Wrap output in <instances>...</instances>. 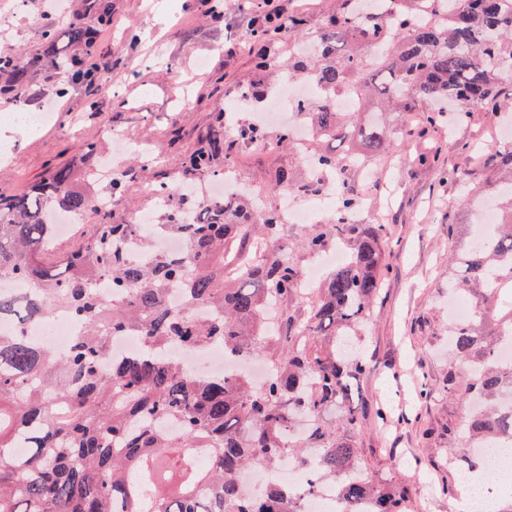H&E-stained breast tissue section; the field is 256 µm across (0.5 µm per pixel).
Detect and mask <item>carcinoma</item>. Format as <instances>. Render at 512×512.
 Wrapping results in <instances>:
<instances>
[{
	"mask_svg": "<svg viewBox=\"0 0 512 512\" xmlns=\"http://www.w3.org/2000/svg\"><path fill=\"white\" fill-rule=\"evenodd\" d=\"M396 13L386 20L356 0L329 15L313 52H295L289 74L322 91L314 104L295 114L312 126L316 165L336 173V211L330 224H316L302 238L309 252H322L336 239L352 246L310 296L298 294L299 264L281 252L282 224L273 209L259 210L254 199L283 187L319 192L312 177L278 170L273 183L220 204L179 200L163 217L167 233L188 245L180 254L135 260L125 241L140 231L150 250V224L115 223L112 211L93 208V196L77 183L75 169L57 163L20 192L0 189V280L32 284L27 302L0 296V317L22 328L65 310L86 323V332L57 358L21 332L0 334V512H303L302 501L272 483L247 497L240 476L249 468H272L287 454L305 462L319 449L311 487L336 484L349 512H407L406 489L381 478H364L365 462L347 433L359 427L354 381L366 363L350 352L352 339L369 322L381 288L382 224H351L355 199L344 175L365 162L360 148L382 152L391 141L382 116L362 117L377 99L401 112L427 109L436 125L450 104L470 114L497 98L500 67L512 66V0H445L444 13L423 14L430 0H391ZM213 26L224 23L234 4L207 0ZM112 24L107 0H82L67 31L59 34L38 22L35 52L0 49V108L25 106L23 90L34 73L51 66L66 86L89 94L106 90L112 69L97 54L98 32ZM300 15L262 25L257 39L274 43L298 37ZM386 43L366 66L359 49ZM355 105L338 112L336 91ZM224 113L210 134L186 156L183 175L197 182L233 166L224 152ZM246 143H290L284 130L271 136L260 127L238 132ZM488 188L474 192L469 207L493 203L503 215L486 234L474 227L452 255L448 296L463 293L478 315L456 326L451 338L461 369L452 366L443 387L421 386L424 400L438 390L466 402L480 400L468 427L448 429V442L464 443L456 458L469 471L484 468L470 449L485 442L512 441V365L497 360L501 326H512V141L490 147ZM99 143L83 146L85 179L93 182ZM91 214V237L68 251H54L50 217L55 212ZM184 210L196 220H180ZM101 276L112 299L101 302L94 281ZM183 290L184 307H173L170 286ZM298 300L306 314L287 307L279 332L265 333L264 309ZM214 309L209 322H195L189 307ZM132 333L144 350L135 358L110 354L109 337ZM224 344L232 358L258 355L276 346L271 379L260 387L240 377L192 376L166 352L169 345L203 348ZM315 416L307 432L283 446L281 436L296 416ZM27 440L23 460L9 452L17 437Z\"/></svg>",
	"mask_w": 512,
	"mask_h": 512,
	"instance_id": "cac0c4a2",
	"label": "carcinoma"
}]
</instances>
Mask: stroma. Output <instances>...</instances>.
Segmentation results:
<instances>
[{"label":"stroma","mask_w":512,"mask_h":512,"mask_svg":"<svg viewBox=\"0 0 512 512\" xmlns=\"http://www.w3.org/2000/svg\"><path fill=\"white\" fill-rule=\"evenodd\" d=\"M40 2L27 0L13 13L0 28V48L37 49L32 17ZM111 5L112 25L100 31L98 46L112 58L118 93L93 105L83 90L61 92L55 73L39 72L25 92L31 108L56 96L61 110L38 131L0 120V141L14 148L12 164L0 165V186L22 190L48 163L78 160L86 141L117 129L144 154L162 155L159 165L146 167L121 159L130 172L112 197V214L121 221L133 210L153 211L145 185L155 174L181 182L182 162L209 134L216 112L234 107L250 121L255 108L241 94L258 77L246 14H227L217 30L202 0ZM389 122L399 132L392 149L369 155L371 174L359 167L346 174L358 223L382 224L388 232V270L361 349L369 364L359 386L361 424L351 436L373 475L408 487L409 512H459L465 490L448 464V428L460 422L463 407L443 396L418 401L416 389L421 376L439 384L448 374V257L467 233L466 201L489 174L477 155L496 142L506 113L486 110L462 120L452 113L445 129L429 127L419 112H394ZM232 157L250 189L270 182L278 168L301 167L295 150L266 151L239 140ZM446 483L455 485L454 494L441 492Z\"/></svg>","instance_id":"stroma-1"}]
</instances>
